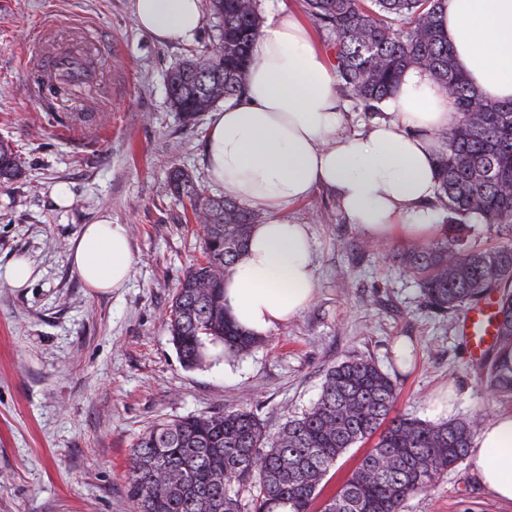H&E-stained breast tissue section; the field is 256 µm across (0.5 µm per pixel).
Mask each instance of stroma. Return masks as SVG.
Returning a JSON list of instances; mask_svg holds the SVG:
<instances>
[{"mask_svg": "<svg viewBox=\"0 0 512 512\" xmlns=\"http://www.w3.org/2000/svg\"><path fill=\"white\" fill-rule=\"evenodd\" d=\"M92 34L105 73L92 95L35 103L24 64L30 33L53 16ZM216 35L205 16L193 44L160 43L140 31L130 0H0V139L20 157L21 178L0 188V512H130V458L153 423L227 407L253 411L269 433L318 399L326 371L349 355L374 361L396 380L393 412L422 420L451 392L449 418L484 425L512 412L488 398L459 319L425 306L415 279L392 260L410 241L367 236L324 192L292 207L290 220L314 240L316 296L264 344L224 364L185 368L164 315L185 270L202 259L201 230L173 195L174 169L204 197L210 113L185 122L169 103L165 76ZM72 198L55 203L58 188ZM130 227L135 263L125 288H85L68 248L101 217ZM36 281L10 287L17 256ZM406 347L401 360L397 347ZM407 512H512L467 464L443 473Z\"/></svg>", "mask_w": 512, "mask_h": 512, "instance_id": "obj_1", "label": "stroma"}]
</instances>
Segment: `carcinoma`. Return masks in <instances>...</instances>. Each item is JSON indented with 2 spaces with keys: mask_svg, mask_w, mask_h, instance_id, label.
<instances>
[{
  "mask_svg": "<svg viewBox=\"0 0 512 512\" xmlns=\"http://www.w3.org/2000/svg\"><path fill=\"white\" fill-rule=\"evenodd\" d=\"M303 3L317 28L333 36L328 51L337 80L363 111H381L411 67L429 72L451 98L457 122L440 133L446 149L435 161V206L446 214L448 238L414 245L399 259L437 314L454 315L498 295L494 355L483 359L477 376L487 395L512 397V244H462L472 220L512 231V102L486 101L455 66L438 24L444 0ZM209 7L218 36L167 78L171 106L189 119L241 93L260 27L258 0H209ZM22 174L19 157L0 139V185ZM170 184L189 201L202 232L203 260L183 275L165 317L182 364L193 369L263 342L239 329L224 307V278L257 216L232 199L203 198L180 170ZM210 345L225 352L213 357ZM397 395L395 381L375 362L348 356L327 372L317 401L286 418L275 436L241 408L157 422L133 450L132 512H312L337 460L375 435L322 512H407L412 497L465 460L472 422L392 417ZM246 487L252 499L244 506L239 492Z\"/></svg>",
  "mask_w": 512,
  "mask_h": 512,
  "instance_id": "carcinoma-1",
  "label": "carcinoma"
}]
</instances>
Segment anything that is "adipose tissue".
<instances>
[{"mask_svg":"<svg viewBox=\"0 0 512 512\" xmlns=\"http://www.w3.org/2000/svg\"><path fill=\"white\" fill-rule=\"evenodd\" d=\"M137 26L161 42L193 43L203 0H131ZM439 24L457 67L483 98L512 100V0H445ZM241 95L213 115L205 144L210 179L226 197L262 211L224 279V306L257 336L299 315L316 294L313 240L289 221L291 206L323 189L369 236L425 241L440 227L433 208L440 132L457 121L428 72L407 70L383 115L363 131L344 128L331 57L295 14H272L253 44ZM70 263L96 292L125 287L134 263L126 225L101 220L71 241ZM471 473L512 503V413L486 423L468 453Z\"/></svg>","mask_w":512,"mask_h":512,"instance_id":"ef3b65f1","label":"adipose tissue"}]
</instances>
